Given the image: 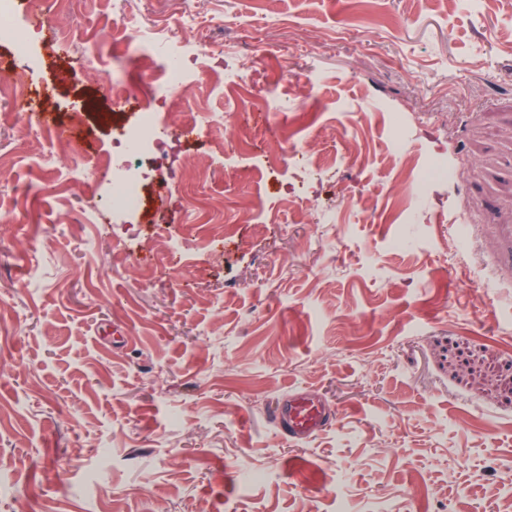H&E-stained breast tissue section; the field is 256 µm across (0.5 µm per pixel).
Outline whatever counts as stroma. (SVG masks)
Here are the masks:
<instances>
[{"instance_id": "stroma-1", "label": "stroma", "mask_w": 512, "mask_h": 512, "mask_svg": "<svg viewBox=\"0 0 512 512\" xmlns=\"http://www.w3.org/2000/svg\"><path fill=\"white\" fill-rule=\"evenodd\" d=\"M15 18L32 57L0 43V64L48 89L56 124L20 130L0 92V512L512 499V0H69ZM196 45L195 84L158 105L144 57ZM245 65L273 95L241 85ZM148 111L196 129L154 161L145 208L113 212L108 164L66 189ZM284 135L317 173L274 155ZM435 153L454 184L400 179ZM410 197L422 215L398 219ZM212 224L233 239L212 244ZM292 391L337 422L289 441L270 415Z\"/></svg>"}]
</instances>
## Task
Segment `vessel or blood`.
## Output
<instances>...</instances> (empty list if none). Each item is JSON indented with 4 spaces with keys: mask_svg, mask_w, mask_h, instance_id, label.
I'll list each match as a JSON object with an SVG mask.
<instances>
[{
    "mask_svg": "<svg viewBox=\"0 0 512 512\" xmlns=\"http://www.w3.org/2000/svg\"><path fill=\"white\" fill-rule=\"evenodd\" d=\"M272 420L288 439L299 442L321 432L334 423L330 406L305 392H292L277 402Z\"/></svg>",
    "mask_w": 512,
    "mask_h": 512,
    "instance_id": "vessel-or-blood-1",
    "label": "vessel or blood"
}]
</instances>
